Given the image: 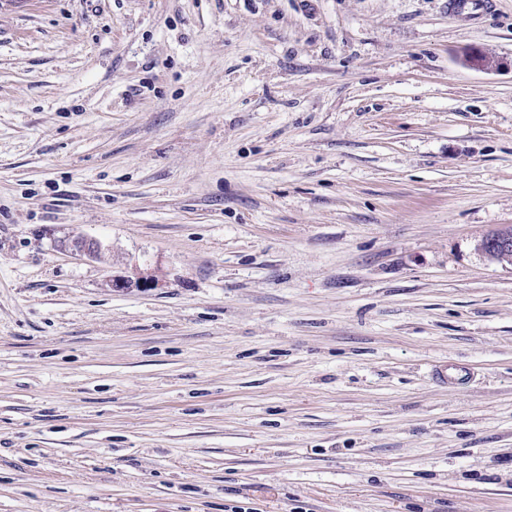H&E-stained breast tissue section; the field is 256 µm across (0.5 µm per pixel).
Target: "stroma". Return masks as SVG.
Returning a JSON list of instances; mask_svg holds the SVG:
<instances>
[{
	"mask_svg": "<svg viewBox=\"0 0 512 512\" xmlns=\"http://www.w3.org/2000/svg\"><path fill=\"white\" fill-rule=\"evenodd\" d=\"M495 2L0 0V512H512ZM460 62L465 67L488 73L499 70L503 64L499 57L489 55L479 49L468 50L462 55ZM481 250L490 257L494 255L501 259L512 261V229L510 226L502 227L488 235L480 243ZM61 245L65 250H68L70 254L86 257L88 259L97 257L102 250V245L99 242L79 235H72L63 239ZM161 285L157 275L143 272L137 265L127 275H116L112 279L114 288H158Z\"/></svg>",
	"mask_w": 512,
	"mask_h": 512,
	"instance_id": "35a3bbf8",
	"label": "stroma"
}]
</instances>
